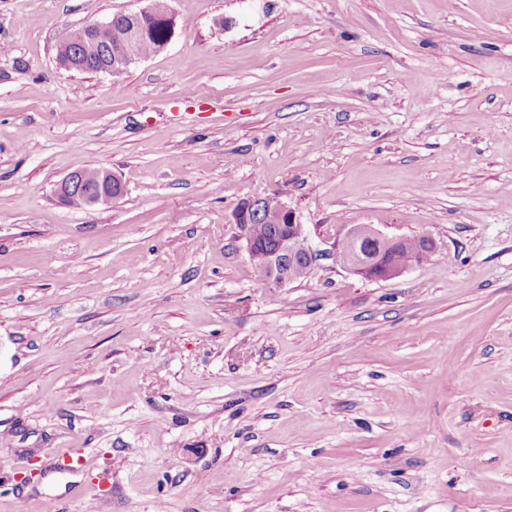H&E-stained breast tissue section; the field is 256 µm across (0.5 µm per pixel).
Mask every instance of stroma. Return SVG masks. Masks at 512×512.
I'll list each match as a JSON object with an SVG mask.
<instances>
[{"mask_svg":"<svg viewBox=\"0 0 512 512\" xmlns=\"http://www.w3.org/2000/svg\"><path fill=\"white\" fill-rule=\"evenodd\" d=\"M167 3L116 79L57 46L136 0H0V512H512V0ZM349 224L434 252L369 280ZM164 1V0H157ZM156 0H147L148 4L136 11H124L122 14L126 16L131 22L141 20L147 17H154L162 20L168 29L167 31L162 24H157L155 21L149 22L146 26V31L137 40H132L126 43L128 52L134 55L151 56L161 53L160 48L164 42L161 51H164L169 45L177 25V15L168 6L166 1L158 6ZM101 173V184L99 187V172ZM93 168L81 171L80 184L81 188L74 193L72 205L80 206L83 195L98 191L85 203L86 207H98L112 204L115 198L112 197V184H121L119 177L112 171L104 168ZM265 198L242 201L232 214V223L237 224L240 229L249 255L255 248V239L259 243L250 259L260 271L266 263V247L270 241L271 230L267 224H256L253 235L252 226L257 220L275 225V239L270 243L269 263L263 276L269 287L282 288L291 283L292 266L300 260L311 258L312 251L307 243L304 224L299 222L294 209L280 197H276V209L265 211ZM404 237H389L369 224H355L350 227L344 237L336 243V259L352 272L367 279L389 280L402 274L406 269L415 266L413 260L406 264H382L381 258L373 261L365 259L359 251L364 239L377 240L383 252L392 250Z\"/></svg>","mask_w":512,"mask_h":512,"instance_id":"35a3bbf8","label":"stroma"}]
</instances>
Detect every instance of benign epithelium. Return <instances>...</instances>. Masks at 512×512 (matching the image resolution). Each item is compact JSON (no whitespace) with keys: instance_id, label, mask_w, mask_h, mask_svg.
<instances>
[{"instance_id":"benign-epithelium-1","label":"benign epithelium","mask_w":512,"mask_h":512,"mask_svg":"<svg viewBox=\"0 0 512 512\" xmlns=\"http://www.w3.org/2000/svg\"><path fill=\"white\" fill-rule=\"evenodd\" d=\"M123 15L132 22L147 17L158 18L166 24L171 36L174 35L177 25L175 12L167 3L159 4L157 0H147L146 6L136 11H125ZM99 172L100 187L92 199L85 203L87 207L112 204V185L121 183L112 171L101 168ZM258 220L275 225V239L270 243L269 263L263 272L264 279L271 288H283L291 283L292 266L300 260L312 257L304 225L297 219L294 209L280 198L277 199L276 209L268 211L264 210L261 198L242 201L232 214V223L240 229L249 253L253 252L256 245L252 226ZM364 239L378 241L383 251L387 252L397 246L401 238L389 237L369 224H355L347 230L344 237L336 243V259L364 278L389 280L417 264L415 260L406 264H384L379 257L369 261L359 251V245Z\"/></svg>"}]
</instances>
